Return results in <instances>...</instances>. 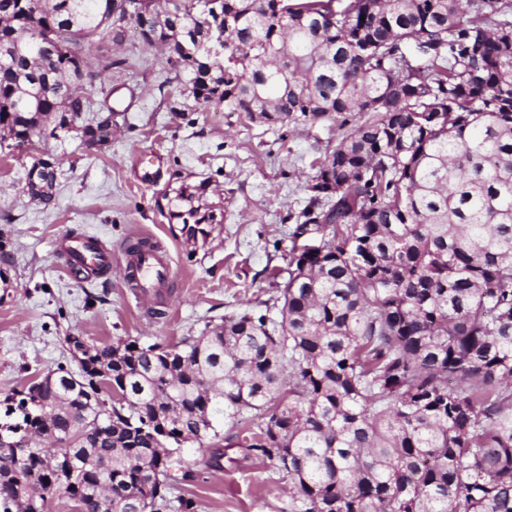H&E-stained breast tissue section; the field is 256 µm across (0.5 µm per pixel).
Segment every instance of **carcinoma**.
I'll use <instances>...</instances> for the list:
<instances>
[{"instance_id":"cac0c4a2","label":"carcinoma","mask_w":512,"mask_h":512,"mask_svg":"<svg viewBox=\"0 0 512 512\" xmlns=\"http://www.w3.org/2000/svg\"><path fill=\"white\" fill-rule=\"evenodd\" d=\"M115 2L0 0V144L112 140L84 115L125 59L71 48L122 42ZM139 2L130 27L174 40L199 104L330 123L336 145L265 312L93 345L76 378L0 400L3 512L60 493L80 512H197L172 495L173 456L247 412L226 442L274 465L290 512H512V0ZM57 168L27 170L35 204H55ZM206 188L168 207L195 244L221 223ZM322 224V250H299Z\"/></svg>"}]
</instances>
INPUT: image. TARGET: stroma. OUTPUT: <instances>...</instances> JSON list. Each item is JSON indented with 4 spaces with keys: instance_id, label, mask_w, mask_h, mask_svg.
<instances>
[{
    "instance_id": "obj_1",
    "label": "stroma",
    "mask_w": 512,
    "mask_h": 512,
    "mask_svg": "<svg viewBox=\"0 0 512 512\" xmlns=\"http://www.w3.org/2000/svg\"><path fill=\"white\" fill-rule=\"evenodd\" d=\"M125 69L112 73L119 106L112 141L87 154L75 137L34 138L26 149H0V235L12 261L0 282V400L43 373L75 369L66 339L91 345L123 339L175 342L244 311H260L273 293L271 273L288 267L289 213L307 200L312 164L336 143L328 126L310 130L268 126L223 105H199L186 76L171 71L160 48L138 38L121 47ZM162 157L150 184L138 156ZM60 165L56 202L43 208L24 192L34 156ZM208 181L206 204L224 213L206 243L187 241L158 207L179 183ZM98 235L112 252L109 275L89 281L69 272L54 252L57 239ZM149 239L166 252L172 277L150 301L122 276L130 245ZM218 437L188 442L171 470L175 495L194 499L198 512H288V484L272 465L243 448L226 449L223 471L201 461Z\"/></svg>"
}]
</instances>
